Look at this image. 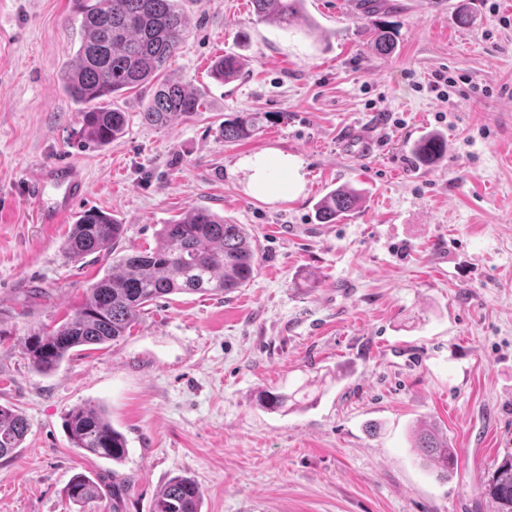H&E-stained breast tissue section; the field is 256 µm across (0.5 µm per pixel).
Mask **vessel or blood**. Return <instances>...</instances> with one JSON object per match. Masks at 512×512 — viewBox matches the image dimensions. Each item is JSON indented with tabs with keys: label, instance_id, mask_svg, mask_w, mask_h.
Returning <instances> with one entry per match:
<instances>
[{
	"label": "vessel or blood",
	"instance_id": "obj_1",
	"mask_svg": "<svg viewBox=\"0 0 512 512\" xmlns=\"http://www.w3.org/2000/svg\"><path fill=\"white\" fill-rule=\"evenodd\" d=\"M85 173L73 162L54 163L39 169L28 184L36 218L42 224L62 223L85 196Z\"/></svg>",
	"mask_w": 512,
	"mask_h": 512
}]
</instances>
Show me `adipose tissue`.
<instances>
[{
  "instance_id": "ef3b65f1",
  "label": "adipose tissue",
  "mask_w": 512,
  "mask_h": 512,
  "mask_svg": "<svg viewBox=\"0 0 512 512\" xmlns=\"http://www.w3.org/2000/svg\"><path fill=\"white\" fill-rule=\"evenodd\" d=\"M248 173V189L256 197L280 200L299 195L305 180L302 164L294 156L268 150L242 161Z\"/></svg>"
}]
</instances>
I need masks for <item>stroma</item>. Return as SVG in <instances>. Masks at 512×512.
Here are the masks:
<instances>
[{"label": "stroma", "instance_id": "1", "mask_svg": "<svg viewBox=\"0 0 512 512\" xmlns=\"http://www.w3.org/2000/svg\"><path fill=\"white\" fill-rule=\"evenodd\" d=\"M391 2L398 45L380 56L362 0H306L310 35L259 20L251 0H183L186 37L166 73L202 107L150 127V88L125 94L123 137L97 147L62 87L80 39L72 0H0V323L17 331L0 344V404L29 424L0 459V512H112L64 495L76 473L113 471L63 429L84 405L127 439L128 512H151L177 476L199 484L201 512H492L482 485L512 454V0ZM225 54L245 63L229 83L211 76ZM439 73L465 78L446 100L431 89ZM240 112L262 113L259 130L224 141ZM360 125L373 153L343 154ZM429 132L448 151L425 169L410 147ZM267 149L301 160L297 198L249 193L239 162ZM65 159L87 173L79 210L125 227L113 258L206 207L251 232L254 280L166 296L129 335L36 372L20 331L71 314L107 267L68 259L69 225L33 215L26 182ZM344 183L366 203L318 223L314 204ZM304 384L307 406L259 405L262 391ZM421 421L456 451L448 478L411 446Z\"/></svg>", "mask_w": 512, "mask_h": 512}]
</instances>
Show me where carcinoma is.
<instances>
[{"label":"carcinoma","mask_w":512,"mask_h":512,"mask_svg":"<svg viewBox=\"0 0 512 512\" xmlns=\"http://www.w3.org/2000/svg\"><path fill=\"white\" fill-rule=\"evenodd\" d=\"M80 19V43L63 76V89L79 106L81 134L100 146L121 136L126 114L112 107V100L144 86H153L152 96L140 117L143 123L164 127L178 116L188 117L202 107L200 95L180 81H158L169 60L183 42L186 21L181 0H73ZM257 17L288 29L305 16L304 0H251ZM374 37L368 50L386 56L395 49L392 31L374 22ZM213 75L221 80L240 73L233 54L216 59ZM257 116L242 112L224 122V141L248 139L256 132ZM446 146L437 134L423 135L412 154L420 166L442 158ZM360 190L341 185L315 204V217L332 223L360 208ZM124 225L112 215L89 210L72 225L63 248L71 259L98 253L109 258L122 238ZM256 250L253 237L243 224H230L203 207H193L179 219L161 225L151 250L132 251L120 265L85 290L74 312L52 326L39 325L24 334L23 348L32 368L41 373L55 371L80 346L105 345L131 331L145 307L172 294H228L255 277ZM263 406L287 413L298 408L295 395L262 393ZM73 447L106 458L115 465L127 456L125 436L112 427L103 410L94 406L71 409L64 419ZM26 417L11 405H0V459L14 456L26 438ZM412 448L437 475H450L455 451L448 438L430 423L413 432ZM129 482L112 470V482L100 484L84 473L74 474L64 493L75 505L112 498V512H127ZM494 512H512V456H505L482 487ZM203 493L188 478H174L157 495L153 512H201Z\"/></svg>","instance_id":"carcinoma-1"}]
</instances>
